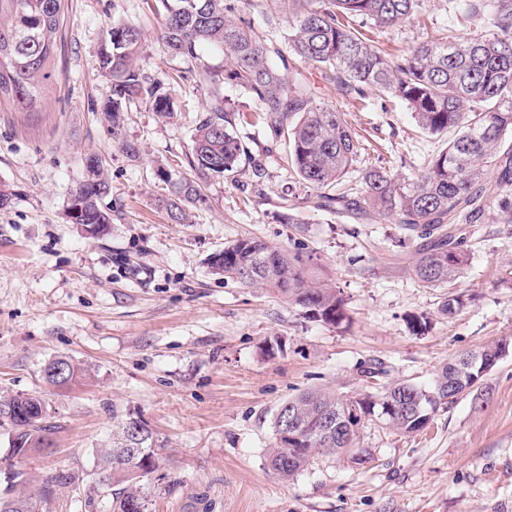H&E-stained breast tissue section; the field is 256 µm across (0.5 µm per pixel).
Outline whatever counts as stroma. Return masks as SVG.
I'll return each mask as SVG.
<instances>
[{"label":"stroma","mask_w":512,"mask_h":512,"mask_svg":"<svg viewBox=\"0 0 512 512\" xmlns=\"http://www.w3.org/2000/svg\"><path fill=\"white\" fill-rule=\"evenodd\" d=\"M230 2L287 52L288 19L275 0ZM153 5L65 0L41 99L31 110L0 102V188L11 195L0 209V393L42 395L57 426L51 453L18 464L31 486L54 470L74 478L42 512H87L96 450L114 416L129 412L162 446L148 512H512V352L422 432L361 427L370 462L323 455L287 481L267 462L277 410L304 390L376 392L360 374L376 362L387 369L383 383L427 386L453 355L512 344V221L498 206L495 174L466 227L468 266L453 290L461 306L450 316L443 289L417 283L415 248L391 220L374 212L349 220L300 192L284 210L292 223H281L268 199L293 176L284 145L259 128L240 133L262 178L245 165L208 179L189 222L171 223L157 201L173 187L158 171L192 177L191 136L208 104L199 67L223 72L224 56L206 49L197 64L171 55L156 37ZM117 21L142 28L139 65L170 89L177 116L165 121L140 106L116 135L102 110L110 81L98 56ZM456 23L448 0H419L412 22L372 37L397 55ZM300 72L316 103L346 112L362 146L355 170L410 177L445 147L388 94L346 95L321 68ZM92 154L102 159L112 214L97 236L68 219ZM245 237L312 255L343 292L347 321L308 320L276 294L212 274V254ZM61 355L90 376L66 388L45 383L44 365Z\"/></svg>","instance_id":"obj_1"}]
</instances>
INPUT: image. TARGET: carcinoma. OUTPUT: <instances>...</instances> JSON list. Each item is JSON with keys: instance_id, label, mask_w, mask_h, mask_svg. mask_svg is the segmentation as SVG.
Here are the masks:
<instances>
[{"instance_id": "carcinoma-1", "label": "carcinoma", "mask_w": 512, "mask_h": 512, "mask_svg": "<svg viewBox=\"0 0 512 512\" xmlns=\"http://www.w3.org/2000/svg\"><path fill=\"white\" fill-rule=\"evenodd\" d=\"M154 2L161 19L157 36L171 54L198 60L207 46L224 53V78L201 65L209 106L191 137L195 179L178 180L172 196L162 199L171 222L184 223L187 207L201 197L200 182L231 175L251 160L238 132L251 121L224 96L226 80L259 102L257 122L273 142L288 143L294 179L317 205L351 218L374 211L398 224L416 247L413 273L424 288H444L463 276L468 255L460 235L480 214L479 182L492 166L498 170L499 206L512 219V156L499 157L502 144L512 138V0H448V9L487 20L489 30L466 36L449 30L393 57L360 25L398 26L413 18L418 0H279L288 16V46L299 62L323 68L325 79L345 94L363 96L374 89L401 100L427 135L454 132L417 175L400 178L382 168L367 169L341 192L337 186L360 155L345 113L314 103L302 81L289 79V66L280 51L271 50L268 35L232 17L226 0ZM61 15L62 0H0V101L24 109L37 102L57 56ZM143 47L144 33L137 25L114 22L107 31L99 65L111 81L103 111L114 132L133 106L145 105L162 119L174 116L173 99L162 83L137 65ZM86 170L68 207L69 220L110 224L111 210L102 205L110 186L100 158H88ZM210 266L214 274L243 286L278 293L308 319L338 326L346 318L340 290L320 276L310 255L246 238L225 244ZM505 349L497 342L478 354L455 356L437 370L429 388L402 382L351 398L319 388L304 391L282 404L295 414L302 441L279 442L288 416L276 413L268 464L290 480L325 452L369 459L371 452L356 446L364 422L405 435L422 431L449 405L447 399L477 389L485 369L497 365ZM113 420L112 441L97 450L98 459L112 458V472L94 478L86 505L93 512L101 506L107 512H147L151 489L146 478L155 468L157 440L137 416ZM0 427L33 452L54 434L46 403L35 393L0 395ZM0 475L5 483L0 499L13 500L17 508L12 512H29L28 504L49 499L72 480L66 471L55 470L43 477L38 492L28 493L22 490L25 473L11 470L3 459Z\"/></svg>"}]
</instances>
